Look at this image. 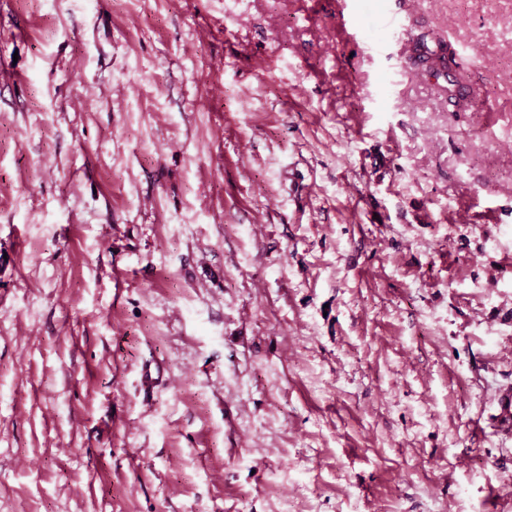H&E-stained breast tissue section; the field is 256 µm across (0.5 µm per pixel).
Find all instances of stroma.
Wrapping results in <instances>:
<instances>
[{
    "label": "stroma",
    "instance_id": "35a3bbf8",
    "mask_svg": "<svg viewBox=\"0 0 512 512\" xmlns=\"http://www.w3.org/2000/svg\"><path fill=\"white\" fill-rule=\"evenodd\" d=\"M353 5L0 0V512H512V0Z\"/></svg>",
    "mask_w": 512,
    "mask_h": 512
}]
</instances>
